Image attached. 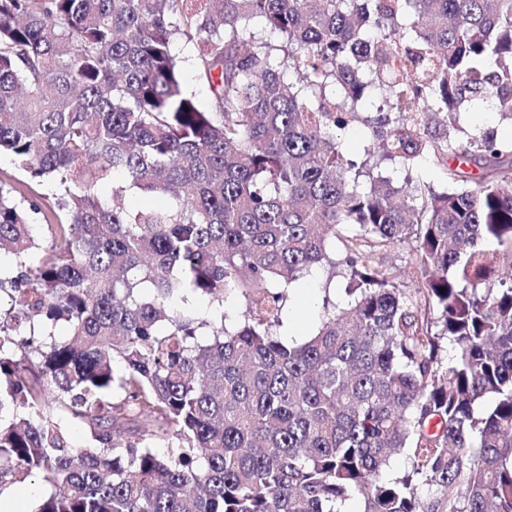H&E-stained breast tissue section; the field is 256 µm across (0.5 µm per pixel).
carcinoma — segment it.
Listing matches in <instances>:
<instances>
[{
  "instance_id": "cac0c4a2",
  "label": "carcinoma",
  "mask_w": 512,
  "mask_h": 512,
  "mask_svg": "<svg viewBox=\"0 0 512 512\" xmlns=\"http://www.w3.org/2000/svg\"><path fill=\"white\" fill-rule=\"evenodd\" d=\"M484 103L512 121V0H0V153L61 214L42 241L0 185V494L38 473L36 512H512V139L448 120ZM377 152L472 186L375 177ZM408 241L414 295L373 262ZM325 267L347 302L285 340ZM177 52L179 53V57L183 61L182 64V77L183 84L185 89L192 93L196 99H198L201 103L205 104L209 100V90L207 87L199 84L193 75L191 66H190V56L192 55V47L185 46L183 44H179L177 48ZM326 282V273L321 272L315 278L300 280L291 291L290 304L283 313L284 327L280 329L287 340H301L317 330L324 296L322 286Z\"/></svg>"
}]
</instances>
